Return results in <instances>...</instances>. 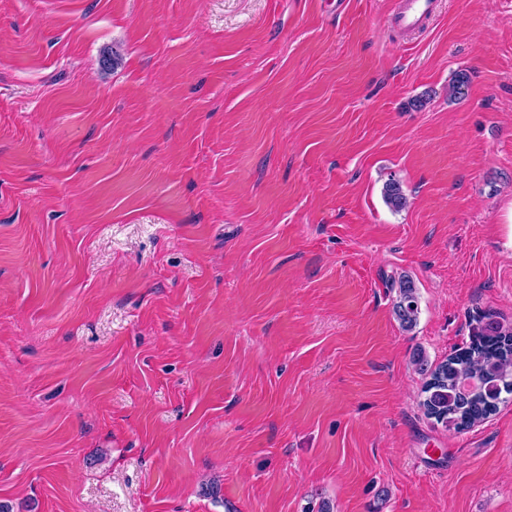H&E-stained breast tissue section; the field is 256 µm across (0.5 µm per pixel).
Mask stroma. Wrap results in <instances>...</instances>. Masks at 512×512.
Instances as JSON below:
<instances>
[{"label": "stroma", "instance_id": "35a3bbf8", "mask_svg": "<svg viewBox=\"0 0 512 512\" xmlns=\"http://www.w3.org/2000/svg\"><path fill=\"white\" fill-rule=\"evenodd\" d=\"M400 2L0 0L12 512H512L412 363L512 327V0ZM434 8L435 0H407L397 21L400 26L406 29L420 28L432 15ZM394 312L404 329L410 330L416 326L419 317L418 299L413 283L408 279L399 285V298Z\"/></svg>", "mask_w": 512, "mask_h": 512}]
</instances>
